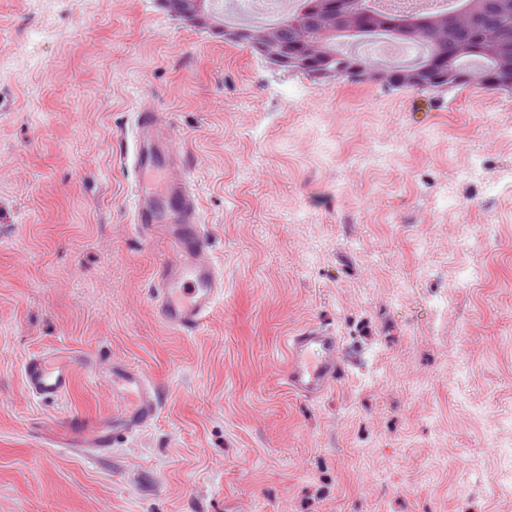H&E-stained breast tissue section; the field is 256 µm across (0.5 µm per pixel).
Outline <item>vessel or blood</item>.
Wrapping results in <instances>:
<instances>
[{
  "label": "vessel or blood",
  "mask_w": 512,
  "mask_h": 512,
  "mask_svg": "<svg viewBox=\"0 0 512 512\" xmlns=\"http://www.w3.org/2000/svg\"><path fill=\"white\" fill-rule=\"evenodd\" d=\"M159 125V112L142 107L136 114L131 153L124 158L135 183L133 225L144 241L161 239L171 247L172 258L155 271L153 310L165 327L192 336L200 332L222 293L224 273L212 259V239L201 222L198 197L176 176L180 157L159 140ZM287 352L285 384L303 399H320L346 376L333 330L306 327L288 337ZM87 363L80 354L44 350L25 361V388L41 400L62 398L74 386L76 369ZM112 386L118 396L111 412L65 416L52 436L57 447L105 453L156 418L160 392L140 368L113 363Z\"/></svg>",
  "instance_id": "obj_1"
}]
</instances>
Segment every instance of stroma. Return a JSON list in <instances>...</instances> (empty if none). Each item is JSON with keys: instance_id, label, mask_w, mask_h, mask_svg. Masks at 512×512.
Returning a JSON list of instances; mask_svg holds the SVG:
<instances>
[{"instance_id": "1", "label": "stroma", "mask_w": 512, "mask_h": 512, "mask_svg": "<svg viewBox=\"0 0 512 512\" xmlns=\"http://www.w3.org/2000/svg\"><path fill=\"white\" fill-rule=\"evenodd\" d=\"M147 99L224 272L194 336L156 319L169 251L131 223ZM509 127L512 93L315 82L161 0H0V512H512ZM309 324L347 368L315 402L283 382ZM46 348L89 360L57 401L22 382ZM115 361L157 418L50 446L111 411ZM112 387L118 396L110 413L72 414L59 421L52 436L57 448L105 453L156 418L161 406L160 392L140 368L112 362Z\"/></svg>"}]
</instances>
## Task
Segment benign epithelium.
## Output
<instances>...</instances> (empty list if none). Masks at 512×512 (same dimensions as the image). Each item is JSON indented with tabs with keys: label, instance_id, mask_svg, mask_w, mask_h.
<instances>
[{
	"label": "benign epithelium",
	"instance_id": "1",
	"mask_svg": "<svg viewBox=\"0 0 512 512\" xmlns=\"http://www.w3.org/2000/svg\"><path fill=\"white\" fill-rule=\"evenodd\" d=\"M483 9L474 13L472 21L483 25L490 24L503 14H512V0H484ZM174 15L193 26L210 25L206 0H178ZM463 20L461 16L439 14L423 20H412L398 24L393 21L374 19L351 6L350 0H313L303 6L291 19L289 26L300 32L311 28V35L305 40L289 42L284 39L281 27L265 26L242 29L232 26H214L215 31L224 36L226 43H244L262 58L272 69L284 72H300L313 58L321 60L322 69L317 77L330 76L325 68L326 45L329 40L341 35H356L379 26L388 28L396 37L406 41H416L426 37L439 44L448 37L454 25ZM350 77L358 80L391 83L400 87L415 89H450L453 84H464L476 80L470 72H460L454 59L434 55L422 63H415L399 75L388 76L379 67L366 65L358 60L350 69ZM496 86L512 84V52L497 58L496 70L492 73Z\"/></svg>",
	"mask_w": 512,
	"mask_h": 512
}]
</instances>
